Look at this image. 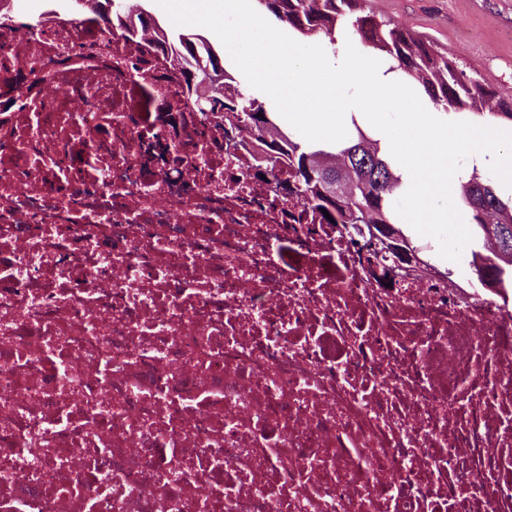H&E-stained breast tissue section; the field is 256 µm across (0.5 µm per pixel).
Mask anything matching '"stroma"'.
I'll list each match as a JSON object with an SVG mask.
<instances>
[{
	"mask_svg": "<svg viewBox=\"0 0 512 512\" xmlns=\"http://www.w3.org/2000/svg\"><path fill=\"white\" fill-rule=\"evenodd\" d=\"M372 13L423 36L498 97L512 98V0H367Z\"/></svg>",
	"mask_w": 512,
	"mask_h": 512,
	"instance_id": "obj_1",
	"label": "stroma"
}]
</instances>
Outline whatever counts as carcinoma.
Listing matches in <instances>:
<instances>
[{
	"instance_id": "1",
	"label": "carcinoma",
	"mask_w": 512,
	"mask_h": 512,
	"mask_svg": "<svg viewBox=\"0 0 512 512\" xmlns=\"http://www.w3.org/2000/svg\"><path fill=\"white\" fill-rule=\"evenodd\" d=\"M264 15L288 26L302 38L319 37L336 51L346 39L358 38L381 54L389 71L418 84L429 101L437 107L470 113L487 119V125H512V101L495 99V92L484 79L467 73L459 63L441 52L434 43L376 16L365 9L366 0H255ZM165 43L170 60L183 53L193 61L191 68L172 72L182 97L196 112L202 124L222 132L223 140L211 147L224 151V142L242 128L265 148L255 168L286 164L279 188L299 199L319 217L332 222L341 232L350 234L356 224L365 226L368 239L378 242L373 251L377 263L392 267L406 261L416 268L431 269L425 259L427 247L418 245L404 234L401 217L392 206V194L404 187L400 174L378 145L361 129L356 136L341 143L332 152L308 144L282 131L275 121L265 119V103L247 89L230 101L221 97L210 78V98L199 103L192 87L204 78L213 62V48L195 33L169 31ZM337 155L347 157L348 168L342 172L344 189L328 190L332 177L330 166ZM457 195L466 210V223L476 228L482 240L495 243L491 255L483 258L471 250V273L490 288L512 287V204L495 193L490 175L476 167L457 180Z\"/></svg>"
}]
</instances>
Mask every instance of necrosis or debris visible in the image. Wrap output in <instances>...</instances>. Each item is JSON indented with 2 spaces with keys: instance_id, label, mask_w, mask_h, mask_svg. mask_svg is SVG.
<instances>
[{
  "instance_id": "1",
  "label": "necrosis or debris",
  "mask_w": 512,
  "mask_h": 512,
  "mask_svg": "<svg viewBox=\"0 0 512 512\" xmlns=\"http://www.w3.org/2000/svg\"><path fill=\"white\" fill-rule=\"evenodd\" d=\"M155 39L0 27V512H512V290L216 170Z\"/></svg>"
}]
</instances>
